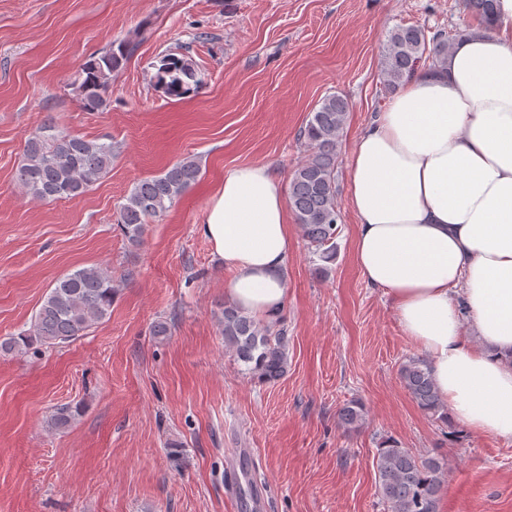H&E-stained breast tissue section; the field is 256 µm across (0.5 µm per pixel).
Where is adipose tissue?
Instances as JSON below:
<instances>
[{
  "label": "adipose tissue",
  "mask_w": 512,
  "mask_h": 512,
  "mask_svg": "<svg viewBox=\"0 0 512 512\" xmlns=\"http://www.w3.org/2000/svg\"><path fill=\"white\" fill-rule=\"evenodd\" d=\"M347 199L361 275L428 355L452 416L512 438V0H498L491 30L464 29L362 131ZM196 231L232 272L226 299L277 317L293 250L277 171L225 172Z\"/></svg>",
  "instance_id": "ef3b65f1"
}]
</instances>
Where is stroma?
Listing matches in <instances>:
<instances>
[{"mask_svg": "<svg viewBox=\"0 0 512 512\" xmlns=\"http://www.w3.org/2000/svg\"><path fill=\"white\" fill-rule=\"evenodd\" d=\"M463 0H0V338L28 329L54 280L98 266L119 293L110 315L60 347L0 354V512H249L224 494L229 449L249 448L266 512H388L376 487L384 442L448 462L440 512H512V440L423 412L400 379L422 351L353 254L356 218L339 195L336 258L295 234L288 263V372L261 383L224 346L231 272L198 235L226 170L255 163L290 179L298 133L326 95L350 112L338 181L357 136L394 96L389 32L461 30ZM137 49L112 78L108 110L85 112L71 83L110 42ZM197 65L199 94L163 95L161 58ZM112 143L111 171L71 199L15 182L26 137L48 119ZM193 157L200 180L140 245L117 227L134 183ZM167 322V335L153 327ZM363 425L338 423L350 401ZM80 414L49 424L55 407Z\"/></svg>", "mask_w": 512, "mask_h": 512, "instance_id": "obj_1", "label": "stroma"}]
</instances>
